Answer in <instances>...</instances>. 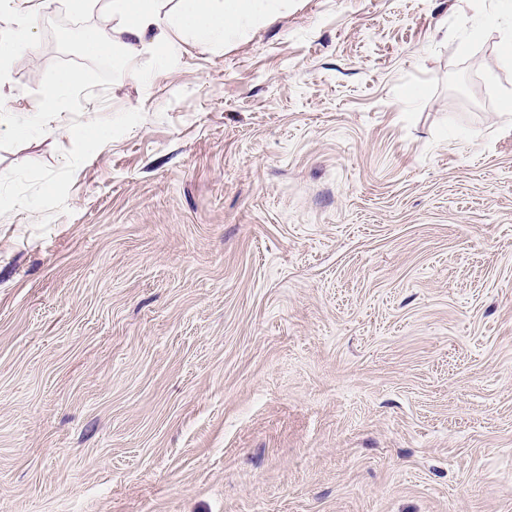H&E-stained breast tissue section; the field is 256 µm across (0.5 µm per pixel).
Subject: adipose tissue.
I'll list each match as a JSON object with an SVG mask.
<instances>
[{"mask_svg": "<svg viewBox=\"0 0 512 512\" xmlns=\"http://www.w3.org/2000/svg\"><path fill=\"white\" fill-rule=\"evenodd\" d=\"M100 8L111 14L124 35L127 52L154 50L160 64H167V47L173 31L189 34L201 47L223 42L248 19L269 11L271 0H178L174 12L162 10L160 0H71L73 12ZM37 45V27L29 21L0 30V90L10 82L11 65L19 55L33 52ZM83 83L75 70H65L44 85L32 101L25 117L0 118V128L16 139L33 135H55L58 127L45 122L46 113L57 111L59 104Z\"/></svg>", "mask_w": 512, "mask_h": 512, "instance_id": "adipose-tissue-1", "label": "adipose tissue"}]
</instances>
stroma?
Returning a JSON list of instances; mask_svg holds the SVG:
<instances>
[{
	"label": "stroma",
	"mask_w": 512,
	"mask_h": 512,
	"mask_svg": "<svg viewBox=\"0 0 512 512\" xmlns=\"http://www.w3.org/2000/svg\"><path fill=\"white\" fill-rule=\"evenodd\" d=\"M510 35L281 0L85 101L144 119L0 216V512H512ZM71 145L0 131V174Z\"/></svg>",
	"instance_id": "stroma-1"
}]
</instances>
